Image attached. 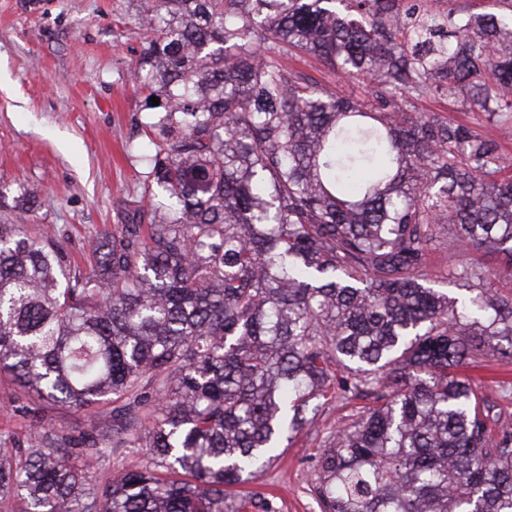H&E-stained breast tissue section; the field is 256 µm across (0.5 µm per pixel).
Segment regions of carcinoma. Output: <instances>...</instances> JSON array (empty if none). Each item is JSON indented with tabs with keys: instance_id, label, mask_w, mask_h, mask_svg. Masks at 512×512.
<instances>
[{
	"instance_id": "1",
	"label": "carcinoma",
	"mask_w": 512,
	"mask_h": 512,
	"mask_svg": "<svg viewBox=\"0 0 512 512\" xmlns=\"http://www.w3.org/2000/svg\"><path fill=\"white\" fill-rule=\"evenodd\" d=\"M149 96L139 199L90 267L0 186V378L112 434L32 426L0 447L19 512H241L344 390L365 397L318 460L323 512H512V427L465 371L512 357V0H137ZM367 86L339 97L285 67ZM442 97L499 139L420 112ZM491 269L426 285L436 229ZM117 448L153 467L98 483ZM284 64L287 66H295L298 70L303 72L309 78L317 81L333 93L340 96H347L353 94L354 96L366 99V88L361 84H353L348 82L339 74H335L325 69L316 59L307 58L303 62L292 61L284 59Z\"/></svg>"
}]
</instances>
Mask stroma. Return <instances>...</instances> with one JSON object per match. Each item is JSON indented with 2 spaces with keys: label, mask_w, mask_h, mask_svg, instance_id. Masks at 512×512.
<instances>
[{
  "label": "stroma",
  "mask_w": 512,
  "mask_h": 512,
  "mask_svg": "<svg viewBox=\"0 0 512 512\" xmlns=\"http://www.w3.org/2000/svg\"><path fill=\"white\" fill-rule=\"evenodd\" d=\"M23 0H0V183L22 182L38 194L37 220L81 256L95 231L111 229L140 195L149 147L142 131L144 96L131 80L139 49L131 21L136 0H45L29 13ZM462 256L452 235L433 242L427 282L456 292L452 272ZM468 374L486 388L500 423L512 424V359L491 358ZM20 389L0 381V430L24 438L46 420L66 431L106 430L108 418L90 419L73 409H43L28 400L14 410ZM360 402L342 395L319 410L280 458L239 496L248 512H320L313 488L318 456L339 424L350 422Z\"/></svg>",
  "instance_id": "obj_1"
}]
</instances>
